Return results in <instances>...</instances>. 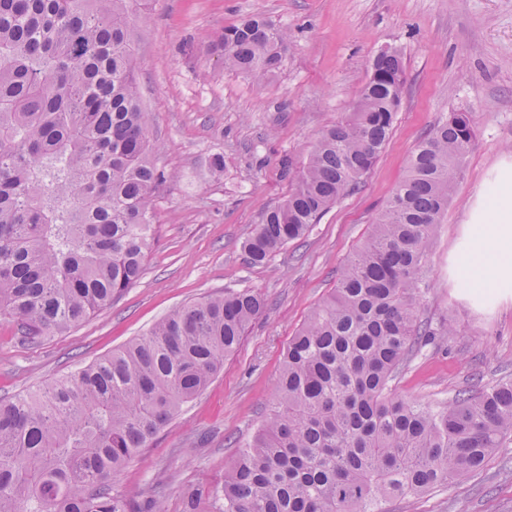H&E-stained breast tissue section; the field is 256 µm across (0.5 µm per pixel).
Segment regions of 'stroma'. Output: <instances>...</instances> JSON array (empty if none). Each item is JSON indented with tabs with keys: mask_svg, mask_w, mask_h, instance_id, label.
Wrapping results in <instances>:
<instances>
[{
	"mask_svg": "<svg viewBox=\"0 0 512 512\" xmlns=\"http://www.w3.org/2000/svg\"><path fill=\"white\" fill-rule=\"evenodd\" d=\"M260 14L287 28L281 69L255 80L225 70L211 46L225 26ZM136 80L152 114L156 161L177 178L152 198L155 223L139 281L75 328L35 344L0 320V398L51 384L140 336L170 311L249 288L265 299L224 370L185 403L149 448L112 479L132 503L181 512L187 489L221 485L268 412L290 336L336 286L337 274L404 179L419 141L452 112L471 113L475 140L427 248L420 316L445 336L390 382L429 407L512 377V275L490 267L472 286L465 260L483 251L494 191L512 189V0H153L133 18ZM397 49L406 83L384 148L361 188L301 239L250 265L244 239L280 204L319 135L354 109L366 61ZM224 170L213 174V155ZM387 512H512V437L452 484L386 502Z\"/></svg>",
	"mask_w": 512,
	"mask_h": 512,
	"instance_id": "stroma-1",
	"label": "stroma"
}]
</instances>
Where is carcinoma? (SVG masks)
Listing matches in <instances>:
<instances>
[{
  "instance_id": "carcinoma-1",
  "label": "carcinoma",
  "mask_w": 512,
  "mask_h": 512,
  "mask_svg": "<svg viewBox=\"0 0 512 512\" xmlns=\"http://www.w3.org/2000/svg\"><path fill=\"white\" fill-rule=\"evenodd\" d=\"M134 2L0 0V320L23 342L112 306L143 272L152 196L170 176L135 78ZM289 43L288 29L248 16L216 47L224 69L262 79ZM366 67L353 112L243 241L251 265L303 237L376 162L405 68L394 48ZM474 137L470 114L453 112L418 143L333 293L288 340L261 429L221 490L187 492L182 512H383L387 498L479 470L512 436L510 378L438 409L389 394L403 363L448 335L419 304ZM263 309L249 289L204 297L57 383L0 399V512H132L112 475L224 371Z\"/></svg>"
}]
</instances>
